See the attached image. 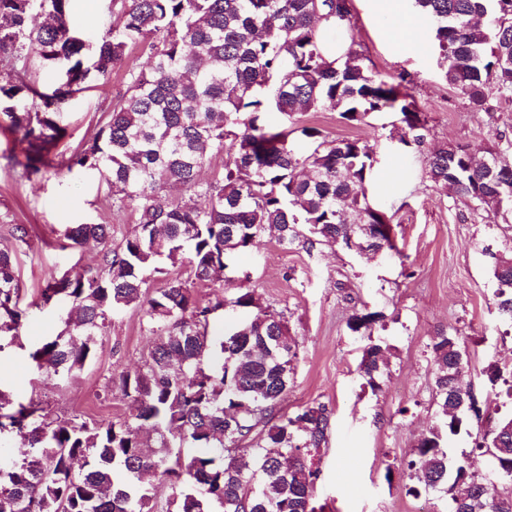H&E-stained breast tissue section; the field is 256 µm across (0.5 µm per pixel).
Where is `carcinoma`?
Segmentation results:
<instances>
[{"instance_id": "carcinoma-1", "label": "carcinoma", "mask_w": 512, "mask_h": 512, "mask_svg": "<svg viewBox=\"0 0 512 512\" xmlns=\"http://www.w3.org/2000/svg\"><path fill=\"white\" fill-rule=\"evenodd\" d=\"M70 2L0 0V122L25 144L27 174L54 167L66 136L56 121L62 105L87 83L107 80L125 64L128 46H139L147 65L128 72L107 121L59 163L98 174L138 223L115 248L110 224L65 230L72 247L101 248L102 261L94 272L47 281L40 306L76 309L79 317L64 318V329L35 343L29 357L38 372L69 379L97 356L112 316L129 307L149 318L153 345L143 368L112 378L129 408L118 424L53 416L32 399L14 406L0 391V433L14 432L30 448L21 459L0 455V512H154L147 474L168 487L173 512H323L314 491L332 410L317 401L281 410L296 358L284 313L260 309L247 289L229 302L242 318L211 336L209 316L224 299L200 302L168 266L186 261L198 282L213 284L265 235L307 250L394 251L392 237L374 233L389 220L366 195L371 146L304 126L301 152L288 129L264 126L261 114L331 109L361 123L390 110L399 114L400 142L421 147L425 119L406 76L370 69L351 33L337 51L327 49L325 30L351 28L349 0H113L117 22L93 45L71 27ZM414 2L432 25L448 86L471 110L488 112L491 93L512 92V0ZM31 54L58 68L52 91L28 79ZM226 147L234 164L199 184L198 170ZM485 159L446 146L427 156L426 176L512 230V164L492 150ZM173 188L181 195L160 204ZM10 236L13 243L0 246V350L18 340L25 316L12 253L28 228L13 224ZM148 272L160 287L149 288ZM493 276L498 311L512 323V234L494 257ZM383 318L356 313L348 327L359 333ZM367 340L359 373L376 391L386 348ZM429 348L441 420L406 464L407 492L440 490L448 512H512V492L445 451L449 436L477 429L475 448L494 454L498 480L512 487V415L470 407L458 337L442 334ZM489 380L512 401V371L492 366Z\"/></svg>"}]
</instances>
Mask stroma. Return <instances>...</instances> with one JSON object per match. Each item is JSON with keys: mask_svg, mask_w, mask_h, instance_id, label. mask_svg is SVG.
Wrapping results in <instances>:
<instances>
[{"mask_svg": "<svg viewBox=\"0 0 512 512\" xmlns=\"http://www.w3.org/2000/svg\"><path fill=\"white\" fill-rule=\"evenodd\" d=\"M351 10V32L369 67L386 76L408 73L427 121V150L445 145L481 150L499 143L512 160V99L491 100L487 112L472 111L448 86L438 56L430 50L428 23L420 25L419 46L405 47L390 36L378 0H351ZM116 15L112 0H72L70 7L74 29L89 43L111 28ZM125 82V69L113 71L107 82L93 84L64 106V154L92 138ZM265 120L291 128L296 143L301 140L296 129L305 125L317 126L333 139L367 141L376 158L368 198L389 217L400 253L372 257L326 246L308 251L266 237L235 261L249 271L248 283L230 272L223 290L199 285L195 294L204 302L219 295L230 300L245 285L262 308L285 314L298 359L282 409L290 413L320 401L332 411L315 487L324 512H444L442 493L407 494L410 480L403 464L436 423L429 345L438 334L464 340L469 359L465 379L480 406L512 411L501 404L488 377L489 365L512 368V328L496 308L489 257L503 230L448 185L426 179L424 152L399 141L397 113L376 112L358 125L345 124L335 110L291 117L269 111ZM23 159L22 145L0 129V239L13 224L30 229L28 244L15 252L26 319L19 342L0 352V390L16 401L42 399L59 414L124 421L127 402L111 389L110 378L135 370L146 357L153 337L143 312L130 309L114 316L97 357L60 389L37 374L27 349L62 328L58 310L37 304L46 280L68 270L94 269L101 262L96 247L61 249L65 228L107 223L118 241L132 231L137 215L115 207L92 173L54 167L29 175ZM364 310L385 315L384 323L373 325L367 335L348 327L351 315ZM371 338L388 350L389 372L377 391L364 386L359 374L363 347Z\"/></svg>", "mask_w": 512, "mask_h": 512, "instance_id": "1", "label": "stroma"}]
</instances>
